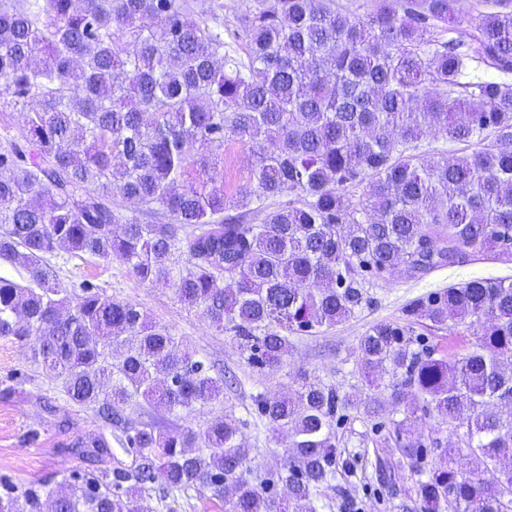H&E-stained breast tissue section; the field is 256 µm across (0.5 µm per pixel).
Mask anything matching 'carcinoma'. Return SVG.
<instances>
[{"mask_svg":"<svg viewBox=\"0 0 512 512\" xmlns=\"http://www.w3.org/2000/svg\"><path fill=\"white\" fill-rule=\"evenodd\" d=\"M193 2L0 0V101L20 107L24 127L23 141H0V338L28 346L134 460L71 471L53 512H143L146 498L174 512L189 491L224 512H313L351 405L307 378L292 395H255L258 418L288 433L276 468L257 475L237 419L180 424L224 406V372L136 304L88 280L63 284L46 265L56 252L172 289L232 335L248 365L272 371L291 336L361 310L372 279L512 261V84L471 74H512V0H482L457 37L459 0H376L364 19L328 0H253L232 28L223 0L205 19ZM432 127L474 149L426 157ZM229 137L260 147L233 199ZM116 195L134 208L112 205ZM17 267L28 284L11 277ZM407 315L360 340L364 413L378 414L388 392L405 420L433 411L456 434L416 481L424 512H509L512 279L443 288ZM416 324L471 329L476 343L441 354ZM146 403L168 419H144ZM399 444L421 471L420 444ZM66 447L93 462L111 455L102 434ZM455 455L481 469L457 471ZM3 489L0 512H43L40 490Z\"/></svg>","mask_w":512,"mask_h":512,"instance_id":"cac0c4a2","label":"carcinoma"}]
</instances>
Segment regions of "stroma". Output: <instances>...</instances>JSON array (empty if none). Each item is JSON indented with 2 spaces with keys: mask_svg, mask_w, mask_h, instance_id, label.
<instances>
[{
  "mask_svg": "<svg viewBox=\"0 0 512 512\" xmlns=\"http://www.w3.org/2000/svg\"><path fill=\"white\" fill-rule=\"evenodd\" d=\"M256 144L230 139L224 144V192L234 196L246 182ZM48 264L64 283L89 280L106 291L137 304L148 321L166 326L198 355L236 375L237 383L224 392V410L240 419L241 433L261 466L273 464L286 432L248 421L251 397L296 388L301 374L336 385L356 399L368 389L358 369V346L367 329L377 322L407 323V305L429 293L477 278L512 279V262L484 258L454 267H439L415 279L374 280L367 284L368 304L349 320L316 336L292 337L287 364L277 372L249 367L235 339L209 327L200 311L181 305L173 292L140 282L128 273L88 256L66 252L48 257ZM15 379V393L0 401V477L22 486L43 484L60 493L62 480L86 462L65 447L67 439L102 432L92 410L65 407L69 428L45 412L43 404H63L60 387L45 369L34 366L27 347L0 339V380ZM402 407L387 403L378 417L362 409L344 411L336 427V478L314 500L316 512H419L414 493L417 479L402 458L390 432L392 422L403 420ZM410 440L426 446L427 463L438 460L443 447L455 437L447 424L428 418L408 424Z\"/></svg>",
  "mask_w": 512,
  "mask_h": 512,
  "instance_id": "35a3bbf8",
  "label": "stroma"
}]
</instances>
